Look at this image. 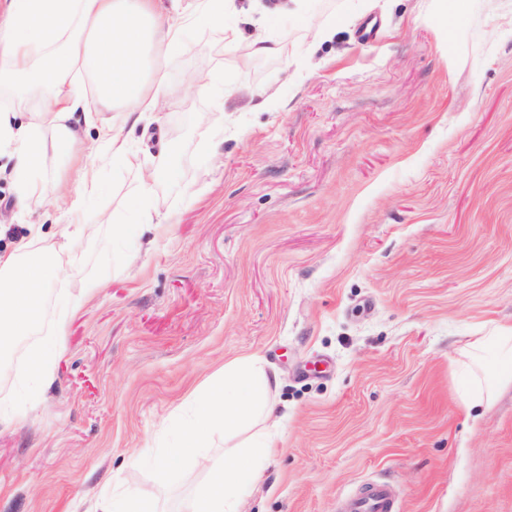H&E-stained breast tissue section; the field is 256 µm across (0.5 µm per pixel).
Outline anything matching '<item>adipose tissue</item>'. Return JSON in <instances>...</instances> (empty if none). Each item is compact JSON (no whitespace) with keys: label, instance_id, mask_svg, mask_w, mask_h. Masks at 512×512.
<instances>
[{"label":"adipose tissue","instance_id":"ef3b65f1","mask_svg":"<svg viewBox=\"0 0 512 512\" xmlns=\"http://www.w3.org/2000/svg\"><path fill=\"white\" fill-rule=\"evenodd\" d=\"M239 12L237 0H198L190 14L181 0H0V85L17 77L53 84L48 102L53 140H46L37 125H18L10 113H0V145L10 149L21 202H41L49 195L50 188L39 175L47 151L69 157L82 140L77 115L87 112L88 101L79 74L91 75L100 99L123 106L128 114L161 111L164 90L149 77V60L180 53L189 29L198 25L219 28L228 40H236L238 30L226 18ZM97 144L113 162L135 173L134 197L150 201L165 167L141 172L126 137L110 128L100 130ZM59 271L49 258L0 259V278L7 282L0 289L1 349L40 321L44 290ZM71 275L78 291L61 302L55 337L31 354L25 368L46 381L59 353V335L85 299L104 285L103 274L78 264L72 266ZM461 355L467 360L466 411L491 406L500 390L512 386V325L475 338ZM276 383L259 357L225 365L215 378L189 393L193 413L183 423L180 441L164 449L166 462L176 467L195 457L199 449L210 446L218 427L266 420L272 413L270 395ZM270 453V437L261 430L226 449L223 458L209 466L207 483L184 502L182 512H241L244 496Z\"/></svg>","mask_w":512,"mask_h":512}]
</instances>
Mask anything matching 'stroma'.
Listing matches in <instances>:
<instances>
[{
  "instance_id": "1",
  "label": "stroma",
  "mask_w": 512,
  "mask_h": 512,
  "mask_svg": "<svg viewBox=\"0 0 512 512\" xmlns=\"http://www.w3.org/2000/svg\"><path fill=\"white\" fill-rule=\"evenodd\" d=\"M281 2L251 0L238 42L200 25L162 61L164 108L130 141L147 172L169 152L167 232L136 257L112 233L135 177L111 156L70 244L67 198L21 207L0 158V255L107 274L36 406L0 421V512H179L206 478L160 461L185 398L251 355L278 378L275 448L243 512H342L373 481L399 512H512V387L471 421L456 364L512 325V0H469L450 30L445 0H307L270 30L279 51L254 52ZM48 97L4 87L0 109L47 127Z\"/></svg>"
}]
</instances>
